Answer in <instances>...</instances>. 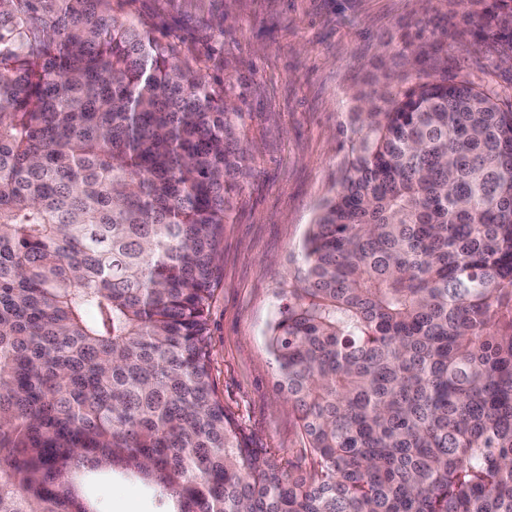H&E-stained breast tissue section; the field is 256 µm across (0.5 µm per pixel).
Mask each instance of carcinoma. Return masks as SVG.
I'll return each instance as SVG.
<instances>
[{"label":"carcinoma","instance_id":"carcinoma-1","mask_svg":"<svg viewBox=\"0 0 512 512\" xmlns=\"http://www.w3.org/2000/svg\"><path fill=\"white\" fill-rule=\"evenodd\" d=\"M239 118L114 0H0V512H512V100L368 108L269 329L303 468L211 374ZM89 495L95 494L104 501L106 512H115L124 503L138 500L145 512H156V506L151 494L144 488L143 484L135 480L125 479L116 475L112 480L94 481L85 487Z\"/></svg>","mask_w":512,"mask_h":512}]
</instances>
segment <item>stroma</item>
<instances>
[{"label":"stroma","mask_w":512,"mask_h":512,"mask_svg":"<svg viewBox=\"0 0 512 512\" xmlns=\"http://www.w3.org/2000/svg\"><path fill=\"white\" fill-rule=\"evenodd\" d=\"M476 9L472 0H124L123 17L176 43L241 114L235 138L247 164L224 226L211 366L225 407L258 447L293 461L304 453L267 336L280 284L340 187L366 101L439 74L512 95V59L479 36ZM85 490L106 512L132 500L156 512L134 480Z\"/></svg>","instance_id":"1"}]
</instances>
